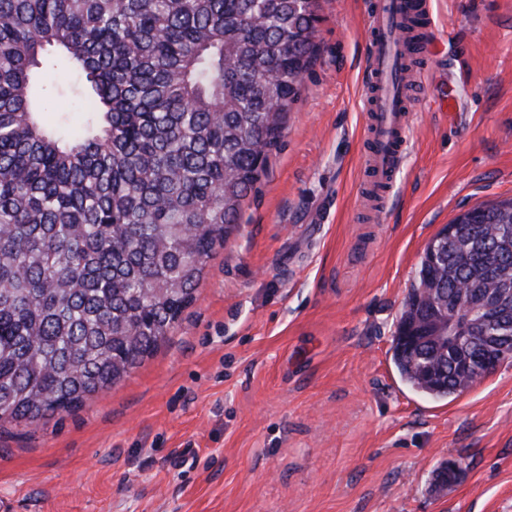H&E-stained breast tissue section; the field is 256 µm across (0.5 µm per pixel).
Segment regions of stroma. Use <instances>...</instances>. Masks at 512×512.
I'll return each mask as SVG.
<instances>
[{
  "instance_id": "obj_1",
  "label": "stroma",
  "mask_w": 512,
  "mask_h": 512,
  "mask_svg": "<svg viewBox=\"0 0 512 512\" xmlns=\"http://www.w3.org/2000/svg\"><path fill=\"white\" fill-rule=\"evenodd\" d=\"M371 0H321L318 58L169 341L73 412L0 435L17 512H512V359L462 394L392 342L428 241L512 197V0H424L408 158L359 217ZM456 460L462 476L438 486Z\"/></svg>"
}]
</instances>
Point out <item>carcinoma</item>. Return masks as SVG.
Segmentation results:
<instances>
[{"label": "carcinoma", "mask_w": 512, "mask_h": 512, "mask_svg": "<svg viewBox=\"0 0 512 512\" xmlns=\"http://www.w3.org/2000/svg\"><path fill=\"white\" fill-rule=\"evenodd\" d=\"M319 0H0V430L81 407L168 340L317 58ZM54 66L78 127L47 125ZM426 244L393 338L413 390L459 395L478 332L413 345L433 313L512 290V198Z\"/></svg>", "instance_id": "obj_1"}]
</instances>
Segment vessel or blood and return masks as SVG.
Returning a JSON list of instances; mask_svg holds the SVG:
<instances>
[{"label": "vessel or blood", "instance_id": "1", "mask_svg": "<svg viewBox=\"0 0 512 512\" xmlns=\"http://www.w3.org/2000/svg\"><path fill=\"white\" fill-rule=\"evenodd\" d=\"M419 7V0H375L367 16L363 82L371 149L364 165L373 183L394 175L404 157L412 109L400 77L410 52L399 28Z\"/></svg>", "mask_w": 512, "mask_h": 512}]
</instances>
